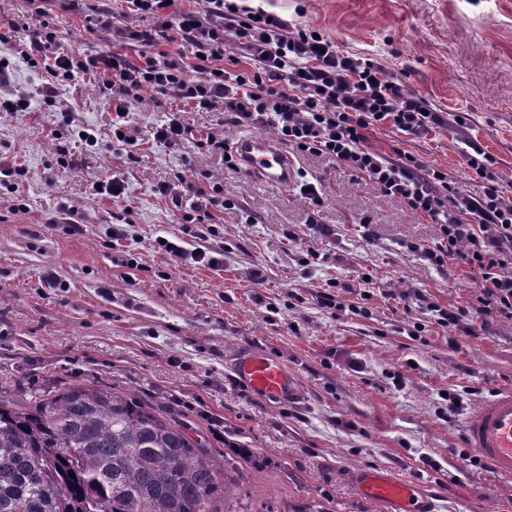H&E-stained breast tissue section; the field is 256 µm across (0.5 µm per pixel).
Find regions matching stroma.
I'll list each match as a JSON object with an SVG mask.
<instances>
[{
	"label": "stroma",
	"instance_id": "obj_1",
	"mask_svg": "<svg viewBox=\"0 0 512 512\" xmlns=\"http://www.w3.org/2000/svg\"><path fill=\"white\" fill-rule=\"evenodd\" d=\"M255 2L377 60L445 121L421 136L376 129L371 148L413 152L447 170L459 192L477 195L465 158L473 143L512 183V0ZM88 7L46 0L61 50H112L85 32ZM107 98L77 81L60 87L55 111L36 103L0 112V160L25 168L28 198L27 210L16 211L10 195L0 196V395L105 383L178 405L209 447L269 459L242 473L243 512L272 504L298 512L315 501L329 512H392L361 495L356 474L370 469L411 482L434 512H512V479L469 465L461 433L464 411L512 387V320L476 339L458 333L449 346L418 297L466 307L476 283L461 266L438 270L407 250L410 241L431 243L435 227L322 158L299 161L300 175L320 183L315 214L298 185L259 186L227 168L221 152L153 141L152 128L174 106L166 96L148 93L131 106L129 131L141 145L127 156L112 141ZM66 112L97 131L93 149L62 133ZM180 119L229 143L251 131L219 110L187 107ZM64 149L67 169L57 163ZM107 174L123 180L124 200L95 195L93 183ZM188 174L203 186L223 184L243 205L215 213L213 233L199 239L155 191L165 183L182 193ZM62 198L76 206L82 233L45 228ZM320 223L330 235L317 231ZM116 228L125 231L118 241ZM160 237L223 250L224 264H173ZM333 280L342 307L319 308L314 296ZM366 290L370 317L353 315L349 304ZM239 350L283 363L300 399L251 393L230 366ZM448 391L462 395L460 412L449 413Z\"/></svg>",
	"mask_w": 512,
	"mask_h": 512
}]
</instances>
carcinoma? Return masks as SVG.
<instances>
[{"label": "carcinoma", "mask_w": 512, "mask_h": 512, "mask_svg": "<svg viewBox=\"0 0 512 512\" xmlns=\"http://www.w3.org/2000/svg\"><path fill=\"white\" fill-rule=\"evenodd\" d=\"M191 433L170 407L113 386L0 395V512H239V466L264 458H217Z\"/></svg>", "instance_id": "cac0c4a2"}]
</instances>
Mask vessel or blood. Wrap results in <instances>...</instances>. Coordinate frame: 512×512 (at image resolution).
Listing matches in <instances>:
<instances>
[{
  "mask_svg": "<svg viewBox=\"0 0 512 512\" xmlns=\"http://www.w3.org/2000/svg\"><path fill=\"white\" fill-rule=\"evenodd\" d=\"M233 152L238 168L257 184L285 187L296 179L293 158L272 138L243 135ZM232 362L236 375L254 393L275 402L294 396L295 382L277 359L260 351H242ZM462 428L467 446L501 476L512 478V389L499 390L482 402ZM361 489L370 499L392 502L397 512H423L416 490L407 483L368 473Z\"/></svg>",
  "mask_w": 512,
  "mask_h": 512,
  "instance_id": "1",
  "label": "vessel or blood"
}]
</instances>
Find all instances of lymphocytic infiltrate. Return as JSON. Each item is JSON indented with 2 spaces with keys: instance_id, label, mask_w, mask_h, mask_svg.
Here are the masks:
<instances>
[{
  "instance_id": "lymphocytic-infiltrate-1",
  "label": "lymphocytic infiltrate",
  "mask_w": 512,
  "mask_h": 512,
  "mask_svg": "<svg viewBox=\"0 0 512 512\" xmlns=\"http://www.w3.org/2000/svg\"><path fill=\"white\" fill-rule=\"evenodd\" d=\"M126 2L129 10L151 17L152 27L139 31L116 25L106 7L84 18L91 37L117 43L112 52H58L57 30L36 19L28 44L15 52L30 68L46 71L45 111H53L58 86L81 76L111 90L112 140L131 152L138 143L127 133L128 109L148 91L198 110L224 109L241 125L272 127L296 155L324 157L352 176L368 178L382 196L437 227L433 246L411 242L408 250L440 270L462 265L477 285L468 307L429 304L439 326L452 331L475 314L485 323L512 320V275L507 272L512 266V188L499 176L494 158L479 149L469 154L467 163L484 184L482 196L474 198L461 194L447 172L420 156L401 149L389 155L367 144L369 132L382 126L406 135L440 126L441 117L426 111L422 98L388 82L378 62L339 51L314 28L290 26L280 16L236 0H206L199 11H178L166 0ZM127 41L154 52L131 60L120 49ZM170 44L175 47L171 53L166 50ZM152 136L169 145L187 142L221 150L226 164L234 162L224 141L193 132L175 115ZM157 192L170 197L185 224L211 210L240 207L218 183L189 186L184 197L170 196L165 184Z\"/></svg>"
}]
</instances>
